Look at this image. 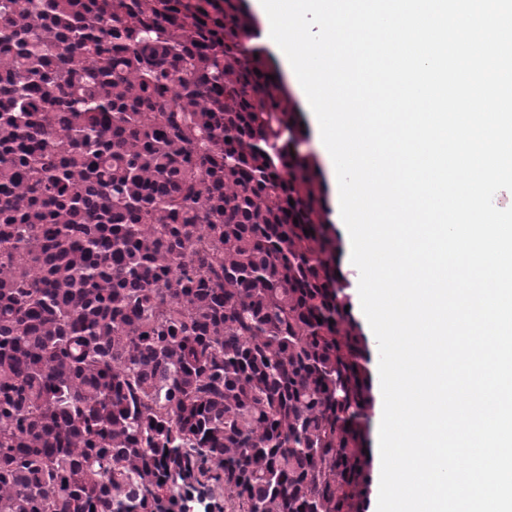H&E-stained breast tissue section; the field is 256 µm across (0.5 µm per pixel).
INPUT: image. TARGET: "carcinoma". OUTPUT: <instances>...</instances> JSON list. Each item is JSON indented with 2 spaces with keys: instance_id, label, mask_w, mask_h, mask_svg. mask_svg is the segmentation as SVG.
<instances>
[{
  "instance_id": "1",
  "label": "carcinoma",
  "mask_w": 512,
  "mask_h": 512,
  "mask_svg": "<svg viewBox=\"0 0 512 512\" xmlns=\"http://www.w3.org/2000/svg\"><path fill=\"white\" fill-rule=\"evenodd\" d=\"M259 38L0 0V512H365L370 351Z\"/></svg>"
}]
</instances>
